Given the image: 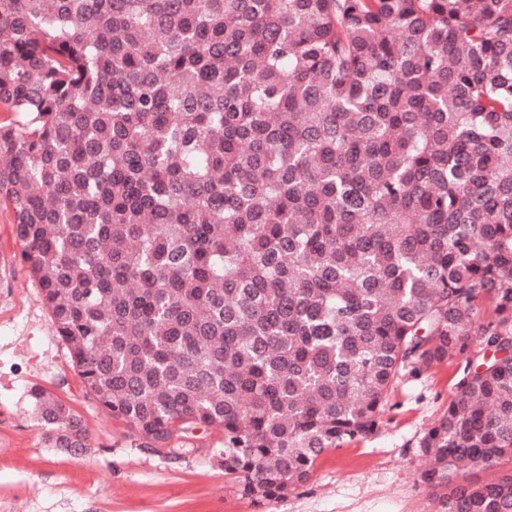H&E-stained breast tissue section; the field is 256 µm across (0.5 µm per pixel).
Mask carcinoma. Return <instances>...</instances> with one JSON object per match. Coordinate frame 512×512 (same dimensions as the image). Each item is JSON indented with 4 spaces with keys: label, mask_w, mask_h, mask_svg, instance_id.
I'll list each match as a JSON object with an SVG mask.
<instances>
[{
    "label": "carcinoma",
    "mask_w": 512,
    "mask_h": 512,
    "mask_svg": "<svg viewBox=\"0 0 512 512\" xmlns=\"http://www.w3.org/2000/svg\"><path fill=\"white\" fill-rule=\"evenodd\" d=\"M0 208L139 447L281 497L462 357L421 480L512 512V0H0Z\"/></svg>",
    "instance_id": "1"
}]
</instances>
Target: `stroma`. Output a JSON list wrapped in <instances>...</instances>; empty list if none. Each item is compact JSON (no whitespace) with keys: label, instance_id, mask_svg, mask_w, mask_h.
<instances>
[{"label":"stroma","instance_id":"obj_1","mask_svg":"<svg viewBox=\"0 0 512 512\" xmlns=\"http://www.w3.org/2000/svg\"><path fill=\"white\" fill-rule=\"evenodd\" d=\"M20 252L13 216L0 209V512H440L442 491L420 480L419 442L447 410L464 360L403 369L373 433L324 453L286 496L257 503L225 477L218 430L161 457L87 397ZM34 386L82 416L86 453L47 442Z\"/></svg>","mask_w":512,"mask_h":512}]
</instances>
